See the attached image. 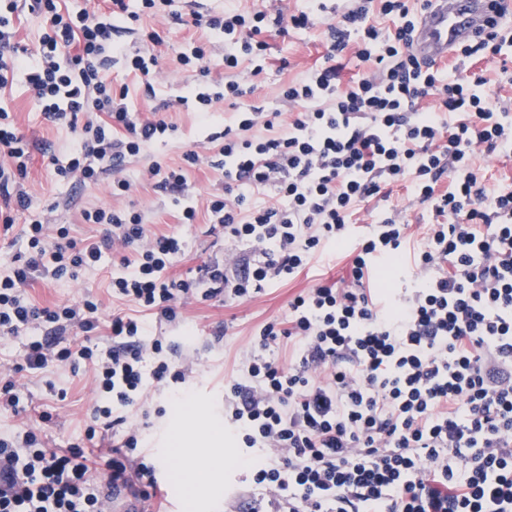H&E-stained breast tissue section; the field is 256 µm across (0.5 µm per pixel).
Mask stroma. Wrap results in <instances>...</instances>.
<instances>
[{
    "label": "stroma",
    "instance_id": "35a3bbf8",
    "mask_svg": "<svg viewBox=\"0 0 512 512\" xmlns=\"http://www.w3.org/2000/svg\"><path fill=\"white\" fill-rule=\"evenodd\" d=\"M190 37L210 43L212 64L221 63L224 55L221 33L172 23L168 26L166 44L158 49L166 78L155 84L152 95H145L139 90L135 75L118 66L113 68L114 82L129 86L132 106L140 117L165 119L174 125L175 130L165 140L128 159L121 168L110 171L95 185L75 178L63 181L56 175L53 162L67 159L74 134L69 128L50 125L42 118L23 78H16L12 87L0 96L21 132L33 145L32 164L23 180L31 208L16 213L12 228L0 227V274L7 273L12 256L21 248L19 236L31 215L52 210L58 222L70 225V235L75 240L97 239L103 234L102 226L83 223L81 212L100 206L135 207L142 212L145 224L153 232L181 235L188 250L184 261L175 268V275L183 277L199 266L223 262L224 251L229 244L222 235L211 232L206 200L211 192L223 188L224 172L209 163L208 158L214 155L215 148L207 138L214 126L223 125L226 118L232 117L233 111L224 103H216L215 124L209 127L202 123L199 113L178 105V97L185 93V78L178 69L176 55L180 44ZM264 39L269 49L263 71L254 77L245 67L240 70L239 77L251 81L254 103L284 113L288 106L279 97L280 88L300 79L308 69L318 64L324 51V29L319 26L285 35L272 31L265 33ZM189 150L204 156L205 161L186 171L197 215L194 223L184 224L168 195L155 190L145 173L156 162L179 165L183 153ZM122 178L132 182V190L122 197L113 196L112 182ZM345 266V260L336 256L311 263L295 280L271 285L245 302L225 304L215 300H189L182 309L184 319L180 322L169 323L149 316L154 333L196 349L197 360L189 380L191 392L188 401L196 406L197 411L193 414L180 413L178 403L171 401L167 389L162 388L157 391L154 404L163 408V416L146 418L135 409L130 411L129 419L145 426L151 452L161 464L170 456L167 445L169 430L183 428L189 437L186 450L195 458L200 489L194 503L190 504L186 501L181 482L171 485L157 482L155 501L141 503V512H153L159 500L174 504V512H228L230 507L245 506L249 472L240 465L233 452L224 454V483L220 494H211L207 488L212 462L210 437L212 432L225 430L224 381L242 353L250 347L252 334L258 325L270 319L283 318L289 300L304 289L341 279ZM118 268V257L108 255L98 267L81 272L77 278L35 283L29 290V296L33 304L44 307L76 301L84 293H93L103 304L99 333L106 336L111 332L113 312L126 308L124 301L113 297L109 286L112 273ZM14 380L20 407L16 410L0 407V430L10 429L19 420L28 419L39 423L48 448L58 450L73 443L84 444V431L95 402L91 375L86 367L73 369L53 365L35 374L16 373ZM43 413L51 414L50 422L40 423L39 416Z\"/></svg>",
    "mask_w": 512,
    "mask_h": 512
}]
</instances>
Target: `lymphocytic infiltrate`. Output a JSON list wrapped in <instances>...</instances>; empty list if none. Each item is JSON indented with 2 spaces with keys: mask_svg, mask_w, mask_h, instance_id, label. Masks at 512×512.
Returning a JSON list of instances; mask_svg holds the SVG:
<instances>
[{
  "mask_svg": "<svg viewBox=\"0 0 512 512\" xmlns=\"http://www.w3.org/2000/svg\"><path fill=\"white\" fill-rule=\"evenodd\" d=\"M426 0H343L326 25L323 62L283 87L295 107L288 124L246 104L252 87L211 67L208 43L185 40L177 61L194 79L180 104L200 112L213 103L236 107L218 149L224 192L207 206L213 229L234 247L224 261L192 278L172 276L186 255L174 234L151 232L141 212L83 211L103 235L77 243L65 224L42 215L29 222L25 252L0 277V336L28 332L23 368L92 367L96 394L86 439L119 430L118 445L88 452L73 444L46 448L23 422L0 431V512H109L125 489L147 501L156 467L139 453L148 438L128 413L149 406L158 387L186 396L190 354L152 334L140 314L167 322L181 301H243L295 278L327 249L341 251L350 270L339 285L304 289L284 318L260 324L239 367L224 385V421L243 454L265 451L250 468V512H512V190L487 191L484 156L512 147V110L493 105L494 88L465 64L512 54V27L495 23L458 49L447 68L421 62L412 32ZM175 0H104L70 10L60 0H30L43 20L35 49L16 40L18 0H0V90L24 72L45 121L77 134L61 177L97 183L100 174L169 136L172 124L140 119L128 86L112 82L121 63L151 85L155 46L126 55L112 36L141 17L181 20ZM325 4L290 17L263 10L191 11V24L223 33L225 71L250 62L261 73L270 28L310 29ZM323 23V22H322ZM361 70L341 83L340 58ZM430 107H423V100ZM263 134H255V127ZM31 161L28 142L8 111L0 112V223L31 200L17 180ZM153 164L156 188L186 204L185 167ZM402 185L429 207L414 254L412 286L386 297L382 265L411 241L405 214L389 199ZM384 207L365 231L353 217L360 202ZM120 252L112 293L134 314L112 317L111 342L71 345L70 329L91 334L100 303L35 306L36 281H58L97 267Z\"/></svg>",
  "mask_w": 512,
  "mask_h": 512,
  "instance_id": "lymphocytic-infiltrate-1",
  "label": "lymphocytic infiltrate"
}]
</instances>
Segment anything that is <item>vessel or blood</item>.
Masks as SVG:
<instances>
[{
  "instance_id": "1",
  "label": "vessel or blood",
  "mask_w": 512,
  "mask_h": 512,
  "mask_svg": "<svg viewBox=\"0 0 512 512\" xmlns=\"http://www.w3.org/2000/svg\"><path fill=\"white\" fill-rule=\"evenodd\" d=\"M499 13L512 14V0H430L418 18L412 50L420 59L447 63Z\"/></svg>"
}]
</instances>
